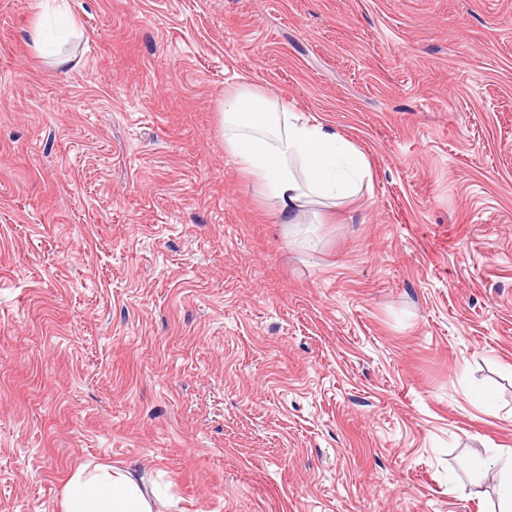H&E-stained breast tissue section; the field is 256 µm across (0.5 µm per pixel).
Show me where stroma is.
<instances>
[{
	"mask_svg": "<svg viewBox=\"0 0 512 512\" xmlns=\"http://www.w3.org/2000/svg\"><path fill=\"white\" fill-rule=\"evenodd\" d=\"M0 0V512L81 463L178 512H495L512 448V0ZM67 57L59 65V57ZM247 84L365 154L279 222Z\"/></svg>",
	"mask_w": 512,
	"mask_h": 512,
	"instance_id": "stroma-1",
	"label": "stroma"
}]
</instances>
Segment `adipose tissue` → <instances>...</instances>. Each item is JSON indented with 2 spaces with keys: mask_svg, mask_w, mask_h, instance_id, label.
<instances>
[{
  "mask_svg": "<svg viewBox=\"0 0 512 512\" xmlns=\"http://www.w3.org/2000/svg\"><path fill=\"white\" fill-rule=\"evenodd\" d=\"M224 125L226 150L275 202L281 223H310L312 205L357 195L370 175L367 157L349 140L263 91H225ZM61 512H175V505L148 495L131 467L86 464L68 478Z\"/></svg>",
  "mask_w": 512,
  "mask_h": 512,
  "instance_id": "1",
  "label": "adipose tissue"
}]
</instances>
